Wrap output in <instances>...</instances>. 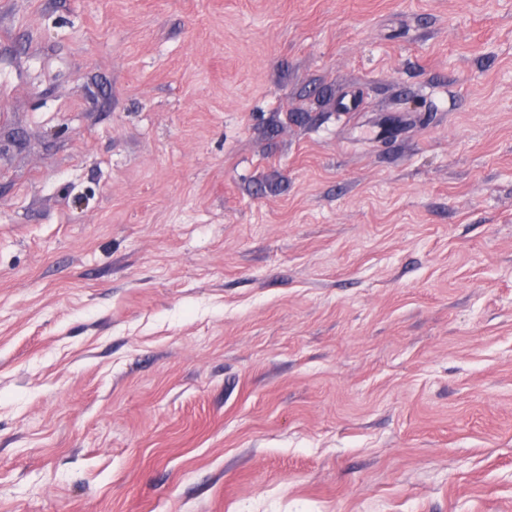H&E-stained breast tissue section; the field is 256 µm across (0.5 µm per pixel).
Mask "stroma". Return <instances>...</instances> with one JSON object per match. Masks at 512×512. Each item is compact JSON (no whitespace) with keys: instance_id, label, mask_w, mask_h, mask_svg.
<instances>
[{"instance_id":"obj_1","label":"stroma","mask_w":512,"mask_h":512,"mask_svg":"<svg viewBox=\"0 0 512 512\" xmlns=\"http://www.w3.org/2000/svg\"><path fill=\"white\" fill-rule=\"evenodd\" d=\"M0 512H512V0H0Z\"/></svg>"}]
</instances>
